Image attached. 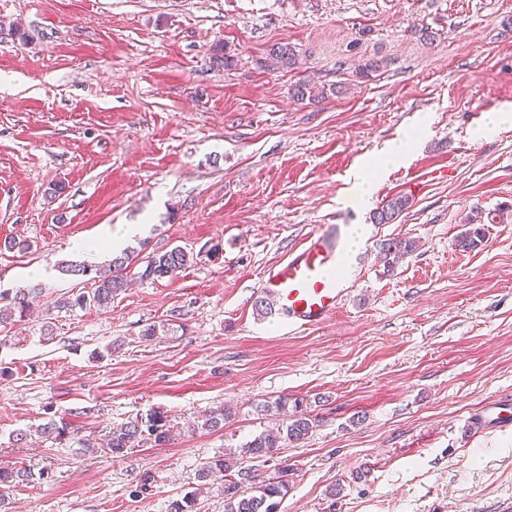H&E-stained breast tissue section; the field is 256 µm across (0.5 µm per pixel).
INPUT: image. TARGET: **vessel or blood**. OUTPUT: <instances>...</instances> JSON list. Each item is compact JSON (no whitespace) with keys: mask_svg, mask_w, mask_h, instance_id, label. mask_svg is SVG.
<instances>
[{"mask_svg":"<svg viewBox=\"0 0 512 512\" xmlns=\"http://www.w3.org/2000/svg\"><path fill=\"white\" fill-rule=\"evenodd\" d=\"M343 239L336 224L308 233L286 260L269 266L261 280L264 294L277 307L289 330H308L331 319L349 293L338 275Z\"/></svg>","mask_w":512,"mask_h":512,"instance_id":"1","label":"vessel or blood"}]
</instances>
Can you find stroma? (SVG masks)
<instances>
[{
	"instance_id": "35a3bbf8",
	"label": "stroma",
	"mask_w": 512,
	"mask_h": 512,
	"mask_svg": "<svg viewBox=\"0 0 512 512\" xmlns=\"http://www.w3.org/2000/svg\"><path fill=\"white\" fill-rule=\"evenodd\" d=\"M0 22L27 34L0 40V289L38 283L53 306L84 286L62 265L107 266L85 245L129 224L145 231L128 249L191 256L108 309L56 314L50 342L38 317L0 343V463L53 476L0 488L9 512H166L284 397L316 423L251 463L292 468L277 512H512V428L473 424L512 400V126L475 134L512 104V0H0ZM278 42L301 70L263 68ZM302 79L346 91L300 103ZM404 136L408 158L379 164ZM368 159L364 206L349 175ZM393 195L411 208L374 223ZM474 216L486 237L460 251ZM323 224L365 227L355 283L291 332L257 315L260 279ZM400 238L416 249L386 269L381 245ZM219 407L224 429H198ZM154 410L174 424L166 445L101 452ZM51 411L66 441L37 433Z\"/></svg>"
}]
</instances>
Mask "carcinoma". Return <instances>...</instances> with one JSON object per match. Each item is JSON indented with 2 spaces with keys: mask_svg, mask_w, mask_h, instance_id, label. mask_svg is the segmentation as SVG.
<instances>
[{
  "mask_svg": "<svg viewBox=\"0 0 512 512\" xmlns=\"http://www.w3.org/2000/svg\"><path fill=\"white\" fill-rule=\"evenodd\" d=\"M268 66L275 69L294 70L298 68L299 58L295 47L288 43H276L267 53ZM339 94L342 86L336 85L330 90L313 85L306 81L294 85L293 99L296 101L319 102L328 97V92ZM410 208V200L404 195H395L381 202V206L373 213L377 224H392L400 215ZM485 239V228L481 223L470 220L468 229L456 243L458 249L467 252L478 247ZM415 245L410 239H394L382 246V255L387 267L402 256L414 251ZM138 262L131 253H123L112 259L109 268H91L85 265H73L69 272L88 278L91 288L69 294L56 301L55 308L74 312L78 309L108 308L112 300L126 287L125 270ZM189 262V254L180 247L167 251L156 252L144 257L138 275L143 280H160L175 277ZM42 289L33 286L20 288L15 293L0 291V333L11 332L18 324L25 321L31 310L38 305ZM264 411H273L284 416L281 426L274 431L262 433L245 443L237 451H229L207 461L197 479L200 482L209 480L216 474L224 475L221 495L224 496V512H276L279 499L288 493L289 472L291 468L284 465L278 468L277 475L258 481L251 468L244 466L247 459H258L271 456L285 444L298 443L307 439L314 428V421L304 408V400L296 399L288 405V399H278L274 405L264 406ZM229 414L220 408L202 419L200 428L203 430H219L224 428V421ZM174 424L169 416L160 410L146 415H139L126 422L122 427L112 431L107 442V451L114 457L125 455L127 450L148 443L155 447L167 444L172 436ZM38 432L55 440H64L70 436V423L65 419L50 417ZM45 480L49 473L31 470L15 464L0 465V487H19L33 482L35 479ZM203 492L202 487L184 494L180 498L169 501L167 512H195L197 496Z\"/></svg>",
  "mask_w": 512,
  "mask_h": 512,
  "instance_id": "obj_1",
  "label": "carcinoma"
}]
</instances>
